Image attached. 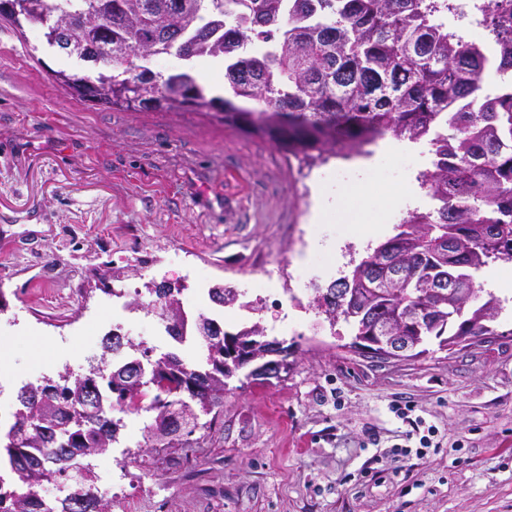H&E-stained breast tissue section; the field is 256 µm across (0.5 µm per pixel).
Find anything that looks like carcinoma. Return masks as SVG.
Instances as JSON below:
<instances>
[{
  "mask_svg": "<svg viewBox=\"0 0 512 512\" xmlns=\"http://www.w3.org/2000/svg\"><path fill=\"white\" fill-rule=\"evenodd\" d=\"M43 2L12 0L15 9L0 11V20L39 29L50 47L65 39L62 53L85 67L53 77L80 101L128 112H222L225 126L265 137L307 165L365 154L387 135L427 140L432 169L423 173L422 186L435 206L409 213L398 232L373 249L374 269L361 262L315 289V296L354 289L342 322L358 337L391 309L418 306L427 289H473L469 299L422 321L418 356L430 339L441 343L460 331L512 335L491 326L503 310L501 299L478 283L489 265L512 261V28H493L499 68L508 76L487 96L481 83L492 59L484 43L435 20L440 0H52L46 25ZM100 13L109 17L103 30L93 25ZM142 54L172 56L180 65L156 73L135 64ZM204 58L223 62L230 96H216L198 81L194 64ZM188 341L202 349L198 362L165 353L166 370L146 374L138 394L126 400L114 393L112 371L135 362L151 368L145 350L96 377L97 407L68 394L79 388L76 381L48 396L46 405H59L50 413L18 397L0 463L14 474L44 467L74 489L48 506L41 486L19 480L12 487L0 478V512H105L91 472L78 468L79 461L116 439L121 419H107L113 410L164 412L159 379L187 371L200 376L168 412L166 425L169 437L192 435L200 416L224 403V393L206 381L208 337L176 339ZM36 416L44 418L41 440L25 443L19 433Z\"/></svg>",
  "mask_w": 512,
  "mask_h": 512,
  "instance_id": "carcinoma-1",
  "label": "carcinoma"
}]
</instances>
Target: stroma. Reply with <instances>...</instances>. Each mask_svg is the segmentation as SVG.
<instances>
[{
  "mask_svg": "<svg viewBox=\"0 0 512 512\" xmlns=\"http://www.w3.org/2000/svg\"><path fill=\"white\" fill-rule=\"evenodd\" d=\"M71 60L35 28L0 23V401L23 386L87 373L97 330L135 339L154 315L136 308L146 282L204 301L227 331L261 322L291 346L271 383L231 379L223 406L180 440L122 430L92 456L113 482L108 512H512V287L507 263L480 279L505 302L497 337L460 352L379 364L347 350L313 287L350 273L363 253L340 237L354 207L312 223L306 191L359 179L344 158L300 170L268 140L226 128L214 111L126 112L81 102L53 78ZM427 143L384 161L365 201L383 233L432 202L417 180ZM413 193L392 209L395 193ZM279 285L250 282L271 262ZM310 288L297 304L284 291ZM240 305L208 299L215 283ZM434 426L430 447L392 413Z\"/></svg>",
  "mask_w": 512,
  "mask_h": 512,
  "instance_id": "obj_1",
  "label": "stroma"
}]
</instances>
